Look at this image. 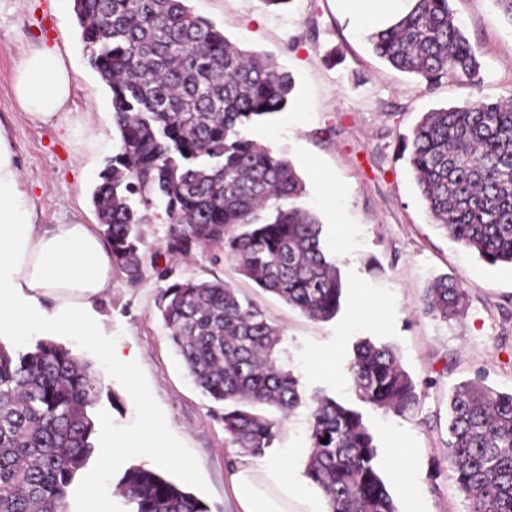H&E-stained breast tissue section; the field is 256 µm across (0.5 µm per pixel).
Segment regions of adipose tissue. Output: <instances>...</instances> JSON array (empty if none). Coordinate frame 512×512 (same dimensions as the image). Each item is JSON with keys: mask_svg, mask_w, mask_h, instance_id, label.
Instances as JSON below:
<instances>
[{"mask_svg": "<svg viewBox=\"0 0 512 512\" xmlns=\"http://www.w3.org/2000/svg\"><path fill=\"white\" fill-rule=\"evenodd\" d=\"M361 30L373 33L405 13L408 0H340ZM72 75L51 49L23 60L15 93L23 111L42 122L58 117ZM112 252L89 224H36L0 131V337L25 336L44 325L95 337L91 303L112 287ZM232 512H327L287 461L258 465L245 460L231 476Z\"/></svg>", "mask_w": 512, "mask_h": 512, "instance_id": "adipose-tissue-1", "label": "adipose tissue"}]
</instances>
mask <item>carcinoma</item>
Returning <instances> with one entry per match:
<instances>
[{"label": "carcinoma", "instance_id": "1", "mask_svg": "<svg viewBox=\"0 0 512 512\" xmlns=\"http://www.w3.org/2000/svg\"><path fill=\"white\" fill-rule=\"evenodd\" d=\"M186 2L74 0L86 61L109 89L118 133L91 195L112 264L132 282L147 268L167 280L172 270L159 268L158 256L217 247L259 288L331 320L341 277L323 251L322 224L297 205L303 183L288 160L242 131L285 109L292 79ZM368 41L401 72L482 82L450 0H414ZM409 165L454 241L490 265H512V98L424 113ZM157 202L169 232L163 249L149 253L141 210ZM466 300V290L443 276L425 289L420 308L446 319ZM157 308L197 388L223 406L218 418L229 440L263 454L302 401L297 377L278 363V329L221 279L176 281ZM351 373L365 403L404 414L419 402L416 382L388 345L357 343ZM100 391L91 363L61 345L41 340L15 355L0 344V512H67L69 489L96 450L90 409ZM312 401L304 474L329 512H397L362 414L326 395ZM448 416L450 479L472 512H512V392L463 383ZM116 489L130 512H209L188 488L143 465L126 469Z\"/></svg>", "mask_w": 512, "mask_h": 512}]
</instances>
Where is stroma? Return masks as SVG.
Returning a JSON list of instances; mask_svg holds the SVG:
<instances>
[{"mask_svg": "<svg viewBox=\"0 0 512 512\" xmlns=\"http://www.w3.org/2000/svg\"><path fill=\"white\" fill-rule=\"evenodd\" d=\"M196 15L223 29L239 47L267 56L290 74L285 112L253 123L247 133L287 159L301 178L302 201L322 224L325 254L340 272L336 317L308 318L245 278L218 249L159 266L177 280L221 279L248 297L282 334L281 363L298 378L305 398L283 420L259 463L288 461L303 472L310 452V395L320 393L360 411L377 446L376 465L398 512L407 495L392 476L391 459H413L425 512H470L449 477L448 399L460 383L512 390V266H491L453 241L431 218L401 151L424 113L479 99L512 96V26L493 0H450L475 46L482 82L444 77L427 82L377 58L367 35L352 26L337 0H188ZM56 51L73 74L70 98L49 122L29 118L15 93V74L32 50ZM0 123L37 224H93L91 193L115 150L110 93L86 64L71 0H0ZM344 193L331 200L326 183ZM440 276L468 294L462 313L444 320L419 308ZM165 286L154 272L129 281L112 275L111 291L92 305L102 332L91 341L60 327L0 342L24 352L51 340L92 363L102 383L93 409L97 454L67 498L68 512H127L115 486L126 468L143 465L187 486L211 512H229L230 475L241 453L217 419L219 405L203 396L171 347L157 309ZM387 344L417 384L419 404L402 416L361 401L352 383L354 345ZM108 344L131 346L124 370L101 356ZM156 425L159 445L116 456L101 451L115 439ZM188 460L190 472L173 464ZM96 477L95 495L87 493Z\"/></svg>", "mask_w": 512, "mask_h": 512, "instance_id": "stroma-1", "label": "stroma"}]
</instances>
